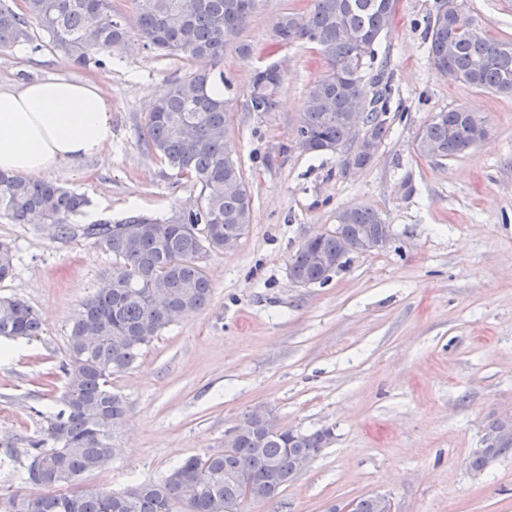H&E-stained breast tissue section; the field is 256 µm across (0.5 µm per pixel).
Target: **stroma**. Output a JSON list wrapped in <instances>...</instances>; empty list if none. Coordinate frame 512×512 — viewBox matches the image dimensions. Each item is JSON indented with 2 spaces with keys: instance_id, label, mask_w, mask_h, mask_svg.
I'll return each instance as SVG.
<instances>
[{
  "instance_id": "obj_1",
  "label": "stroma",
  "mask_w": 512,
  "mask_h": 512,
  "mask_svg": "<svg viewBox=\"0 0 512 512\" xmlns=\"http://www.w3.org/2000/svg\"><path fill=\"white\" fill-rule=\"evenodd\" d=\"M311 0H259L220 67L228 148L252 195L250 223L230 251L203 261L208 305L167 326L112 390L127 412L112 431L117 454L86 473L84 489L123 491L161 481L183 460L223 450L245 413L271 411L285 427L330 428L333 441L275 498L243 512H344L353 499L389 496L395 512H512V453L481 474L467 467L490 423L512 414V94L464 87L437 72L425 29L436 0H397L380 53L397 95L373 162L342 174L334 153L299 148L295 131L310 85L323 73L312 45L275 55L285 72L277 108L246 109L277 17ZM484 34L512 37V0H468ZM247 44L251 53L239 52ZM190 69L147 50L137 30L103 63L73 66L43 32L34 45L0 48V83L65 74L99 83L112 104L108 163L62 165L47 180L91 201L81 223L136 211L168 216L200 187L148 151L144 116L155 91ZM460 105L488 135L447 160L414 151L418 129ZM354 205L380 211L394 237L351 255L322 284L300 285L288 259ZM14 271L0 297L37 309L41 336L0 339V512L21 487L32 441L61 408L67 334L81 302L103 282L109 254L47 224L0 217Z\"/></svg>"
}]
</instances>
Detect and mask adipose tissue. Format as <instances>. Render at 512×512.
<instances>
[{
  "label": "adipose tissue",
  "mask_w": 512,
  "mask_h": 512,
  "mask_svg": "<svg viewBox=\"0 0 512 512\" xmlns=\"http://www.w3.org/2000/svg\"><path fill=\"white\" fill-rule=\"evenodd\" d=\"M112 105L88 80L51 76L0 85V171L38 177L58 166L104 156Z\"/></svg>",
  "instance_id": "adipose-tissue-1"
}]
</instances>
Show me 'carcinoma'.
<instances>
[{
	"instance_id": "cac0c4a2",
	"label": "carcinoma",
	"mask_w": 512,
	"mask_h": 512,
	"mask_svg": "<svg viewBox=\"0 0 512 512\" xmlns=\"http://www.w3.org/2000/svg\"><path fill=\"white\" fill-rule=\"evenodd\" d=\"M136 29L144 45L197 63L175 80L167 94L144 116L143 136L152 154L174 175L200 185L190 208L169 217L132 213L118 221L99 219L74 224L85 213L87 197L56 182L0 172V216L15 224L39 218L65 237H80L112 255L105 286L86 299L68 330L63 408L34 441L25 482L46 492H14L9 512H225L248 500H269L293 481L295 463L316 458L333 439L318 429L294 432L275 417L245 414L224 450L193 456L163 480L115 493L77 490L82 476L104 466L114 455L111 429L126 412L112 392V376L130 369L144 349L176 319L203 309L211 282L203 260L224 242L238 243L250 221L252 196L242 168L225 148L229 115L225 100L210 94L214 79L231 84L224 71V47L247 25L257 0H134ZM394 13V0H312L302 14L285 13L272 27V41L285 46L305 41L315 46L325 74L307 93L295 138L307 152H334L353 146L356 131L346 105L364 100L362 136L370 162L386 137L385 116L395 96L378 61V47ZM49 36L56 51L76 66L96 54L110 55L125 45L129 31L112 0H0V48L29 40V20ZM428 54L435 69L480 91L512 93V41L487 39L467 9V0H437L426 28ZM283 78L261 67L249 90L251 112H273ZM487 133L483 118L456 107L436 113L415 137L419 153L432 148L446 159L465 153ZM386 219L366 205L336 213V227L297 248L288 260L298 284H323L343 269L336 262L345 240L369 231L385 235ZM319 253L327 267L313 262ZM13 272L10 245L0 243V281ZM38 312L15 297L0 298V337L41 335ZM53 446L45 447V440ZM512 453V436L489 450H472L467 466L481 473L498 457Z\"/></svg>"
}]
</instances>
